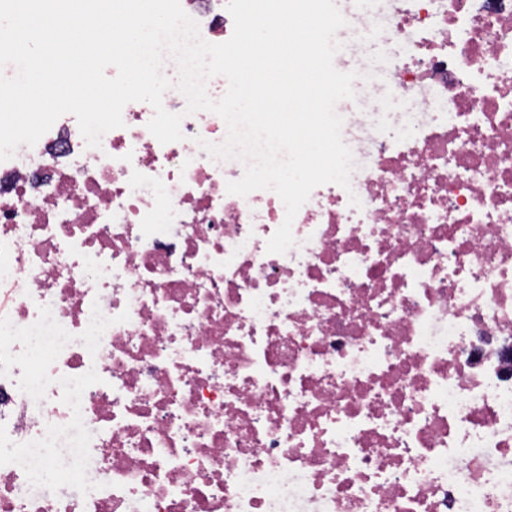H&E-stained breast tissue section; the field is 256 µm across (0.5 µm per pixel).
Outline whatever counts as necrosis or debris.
I'll return each instance as SVG.
<instances>
[{
  "label": "necrosis or debris",
  "mask_w": 512,
  "mask_h": 512,
  "mask_svg": "<svg viewBox=\"0 0 512 512\" xmlns=\"http://www.w3.org/2000/svg\"><path fill=\"white\" fill-rule=\"evenodd\" d=\"M341 12L390 94L287 253L174 87L181 141L134 101L0 161V512H512V0Z\"/></svg>",
  "instance_id": "1"
}]
</instances>
